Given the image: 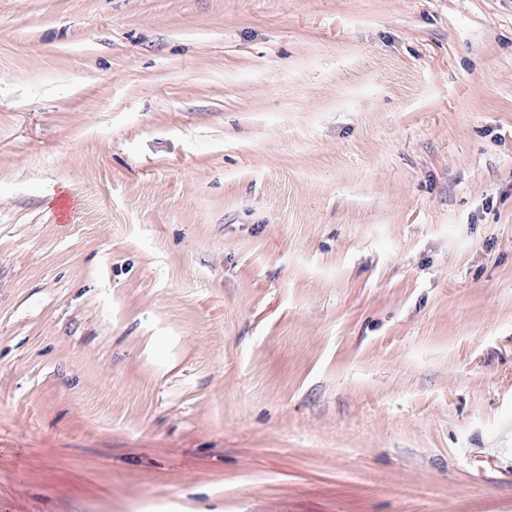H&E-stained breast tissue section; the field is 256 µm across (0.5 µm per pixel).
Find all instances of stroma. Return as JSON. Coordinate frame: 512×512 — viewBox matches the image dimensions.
<instances>
[{"label": "stroma", "instance_id": "1", "mask_svg": "<svg viewBox=\"0 0 512 512\" xmlns=\"http://www.w3.org/2000/svg\"><path fill=\"white\" fill-rule=\"evenodd\" d=\"M0 512H512V0H0Z\"/></svg>", "mask_w": 512, "mask_h": 512}]
</instances>
